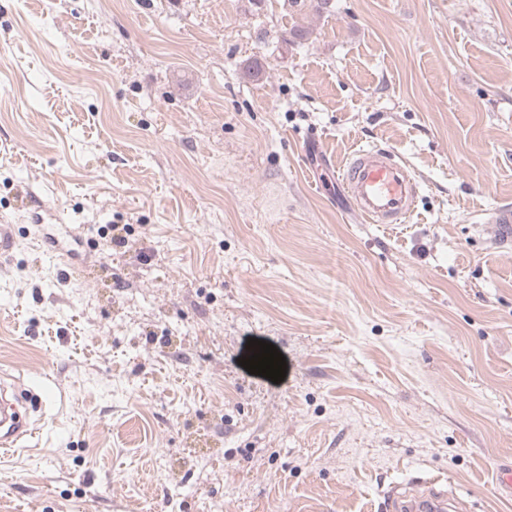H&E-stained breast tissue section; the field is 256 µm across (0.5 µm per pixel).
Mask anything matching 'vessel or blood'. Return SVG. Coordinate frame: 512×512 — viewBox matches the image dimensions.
I'll return each mask as SVG.
<instances>
[{
  "instance_id": "1",
  "label": "vessel or blood",
  "mask_w": 512,
  "mask_h": 512,
  "mask_svg": "<svg viewBox=\"0 0 512 512\" xmlns=\"http://www.w3.org/2000/svg\"><path fill=\"white\" fill-rule=\"evenodd\" d=\"M340 180L355 213L370 224H403L413 215L420 184L391 150L371 146L354 151L341 169ZM30 429L19 405L0 412V453L19 448ZM385 512H448V499L437 492L384 495Z\"/></svg>"
}]
</instances>
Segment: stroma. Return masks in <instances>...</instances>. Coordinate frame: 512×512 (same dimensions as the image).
<instances>
[{
	"label": "stroma",
	"instance_id": "35a3bbf8",
	"mask_svg": "<svg viewBox=\"0 0 512 512\" xmlns=\"http://www.w3.org/2000/svg\"><path fill=\"white\" fill-rule=\"evenodd\" d=\"M330 4L0 0V379L48 395L0 512H379L428 473L512 512V0ZM373 145L409 223L336 179ZM340 173L352 209L367 223L405 224L413 215L420 183L391 150H356Z\"/></svg>",
	"mask_w": 512,
	"mask_h": 512
}]
</instances>
